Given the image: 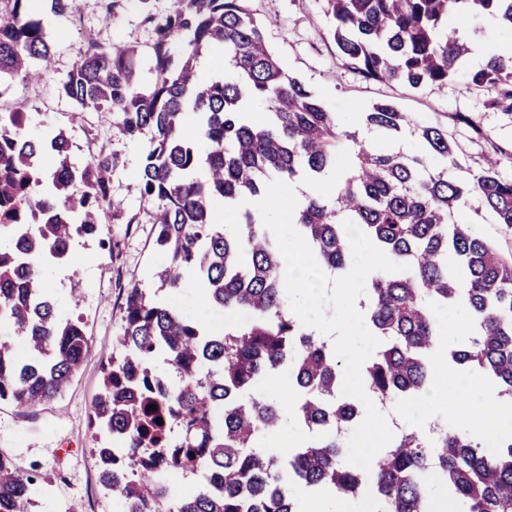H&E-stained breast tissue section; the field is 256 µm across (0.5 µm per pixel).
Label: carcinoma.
<instances>
[{
  "mask_svg": "<svg viewBox=\"0 0 512 512\" xmlns=\"http://www.w3.org/2000/svg\"><path fill=\"white\" fill-rule=\"evenodd\" d=\"M32 2L6 0L0 16V96L17 79L39 80L34 61L53 52ZM246 2L174 0L158 14L152 0H138L154 33L153 85H139L135 47H106L90 33L88 53L61 85L77 105L73 121L110 112L124 137L150 136L138 187L155 207V243L167 257L154 273L157 291L138 283L127 289L90 414L120 448L98 450L102 486L124 512H299L296 486L369 496L378 512H434V478L464 512H512V439L494 454L446 425L429 435L406 428L370 471L345 464L340 428H351L361 407L337 396L340 360L289 311L274 235L247 208L238 239L213 215L218 198L235 205L264 195L273 180L327 177L337 153L353 143L350 169L329 196H305L293 225L332 272L353 260L346 220L407 266L378 273L365 288L366 322L383 339L362 370L369 394L386 406L427 392L439 336L429 303H460L474 331L448 352L450 360L489 377L512 401V250L452 220L476 201L512 229V175L502 172L512 152L495 145L473 115L456 113L455 122L491 147L480 172L458 180L448 174L458 166L448 129L420 125L392 102L361 113L362 126L393 144L413 137L420 151L408 155L358 139L284 71L265 23ZM324 2L337 54L365 79L418 89L465 71L472 90L498 86L487 106L512 111V55L494 54L469 69L480 31L448 24L452 16L487 14L512 28V0ZM47 7L66 16L77 0H48ZM216 48L222 74L202 80L198 58ZM25 121L20 108L0 111V207L19 210L14 223H0V402L33 406L60 395L90 354L81 319L62 315L43 288L47 270L68 259L75 240L99 237L122 203L111 196L114 155L100 151L78 167L63 131L28 135ZM45 154L56 157L49 173L41 166ZM76 184L83 188L78 196L71 193ZM186 274L205 288L212 307L245 311L249 322L217 332L159 296L180 287ZM283 369L298 394L291 414L311 433L286 456L260 445L285 421L283 408L261 389ZM159 417L171 427L157 424ZM175 471L199 478L195 493L171 491L165 476ZM33 482L0 455V512H29Z\"/></svg>",
  "mask_w": 512,
  "mask_h": 512,
  "instance_id": "1",
  "label": "carcinoma"
}]
</instances>
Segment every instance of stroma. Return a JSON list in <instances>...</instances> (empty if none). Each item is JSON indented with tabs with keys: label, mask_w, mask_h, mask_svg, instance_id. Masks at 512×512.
Returning <instances> with one entry per match:
<instances>
[{
	"label": "stroma",
	"mask_w": 512,
	"mask_h": 512,
	"mask_svg": "<svg viewBox=\"0 0 512 512\" xmlns=\"http://www.w3.org/2000/svg\"><path fill=\"white\" fill-rule=\"evenodd\" d=\"M247 5L266 22L268 45L286 73L299 76L315 90L329 111L341 115L345 128L357 130V115L368 106L393 102L418 123L447 127L457 143L460 162L452 174L460 180L479 172L489 143L512 148V114L483 106L494 97V88L470 90L461 74L445 86L421 91L366 80L338 57L332 23L321 0H248ZM78 7L80 19L49 17L54 49L48 61L37 64L41 81H16L0 96V106H19L27 112L30 129L44 134L66 131L73 163L82 164L103 149L119 159L111 179L112 196L121 200L122 211L111 222L110 240H76L71 259L53 265L46 282L60 311L81 318L92 354L53 401L30 408L0 403V454L34 476L31 512H71L76 505L82 512H121L120 502L99 483L91 406L100 391L102 368L121 322L128 286L137 282L155 289L152 274L165 260L154 242L152 208L136 189V173L148 140H126L108 112H92L85 122L74 123L75 106L61 91L62 80L88 49L83 37L87 31L105 46L115 42L137 46L139 80L143 87H150L153 32L142 24L135 0L118 9L108 22L101 17L98 0H78ZM458 112L473 114L489 140L478 139L469 128L455 124L453 116ZM74 287L84 293L77 308L69 300Z\"/></svg>",
	"instance_id": "stroma-1"
}]
</instances>
